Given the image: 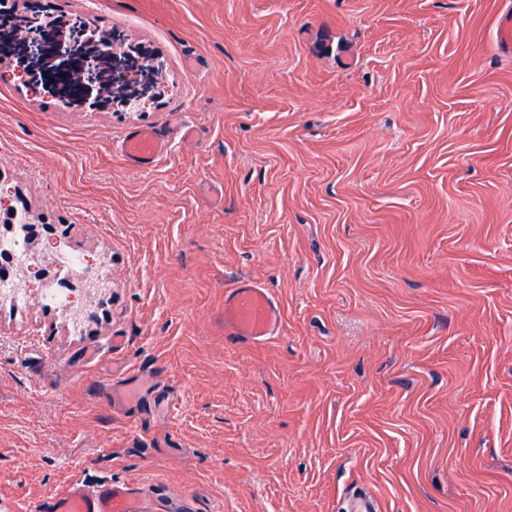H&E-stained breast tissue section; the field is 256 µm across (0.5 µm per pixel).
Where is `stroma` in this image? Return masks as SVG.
<instances>
[{"label": "stroma", "instance_id": "35a3bbf8", "mask_svg": "<svg viewBox=\"0 0 512 512\" xmlns=\"http://www.w3.org/2000/svg\"><path fill=\"white\" fill-rule=\"evenodd\" d=\"M0 1L163 64L154 103L94 109L0 60V217L39 233L0 303V512L74 480L148 512H341L356 483L512 512V0ZM243 279L268 341L224 340ZM166 150L165 141L152 129L142 128L123 143V153L134 163L152 164ZM281 310L266 288L239 281L224 293V331L235 341L261 342L274 336L281 324Z\"/></svg>", "mask_w": 512, "mask_h": 512}]
</instances>
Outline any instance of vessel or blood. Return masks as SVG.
<instances>
[{
  "label": "vessel or blood",
  "instance_id": "vessel-or-blood-1",
  "mask_svg": "<svg viewBox=\"0 0 512 512\" xmlns=\"http://www.w3.org/2000/svg\"><path fill=\"white\" fill-rule=\"evenodd\" d=\"M166 150L153 130L142 128L127 138L123 153L141 165L152 164ZM281 310L270 292L258 283L239 281L224 294V331L228 339L261 342L274 336L281 324ZM33 512H145L131 488L103 483L94 487L70 483L63 491L44 496ZM345 512H380L370 489H350Z\"/></svg>",
  "mask_w": 512,
  "mask_h": 512
}]
</instances>
